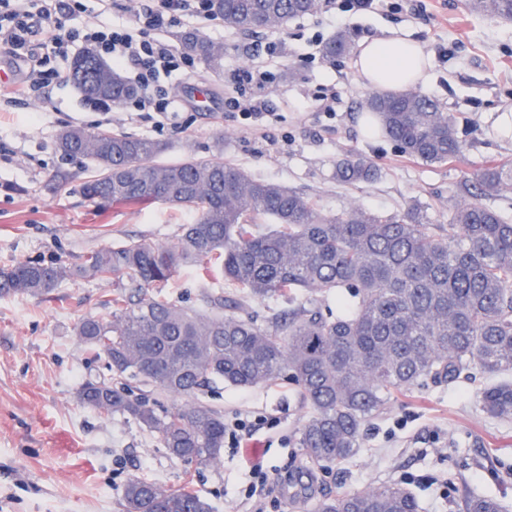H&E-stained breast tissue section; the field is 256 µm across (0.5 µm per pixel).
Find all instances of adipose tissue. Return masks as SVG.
I'll return each instance as SVG.
<instances>
[{
    "label": "adipose tissue",
    "instance_id": "adipose-tissue-1",
    "mask_svg": "<svg viewBox=\"0 0 512 512\" xmlns=\"http://www.w3.org/2000/svg\"><path fill=\"white\" fill-rule=\"evenodd\" d=\"M354 65L368 88L397 91L426 83L429 61L418 44L394 34L362 41Z\"/></svg>",
    "mask_w": 512,
    "mask_h": 512
}]
</instances>
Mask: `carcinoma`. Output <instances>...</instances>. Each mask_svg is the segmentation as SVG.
<instances>
[{
	"label": "carcinoma",
	"mask_w": 512,
	"mask_h": 512,
	"mask_svg": "<svg viewBox=\"0 0 512 512\" xmlns=\"http://www.w3.org/2000/svg\"><path fill=\"white\" fill-rule=\"evenodd\" d=\"M207 6L225 26L257 34L315 13L319 0H208ZM465 7L512 19V0H466ZM180 45L210 64L223 59L220 47L196 33L182 36ZM350 50L349 36L339 33L322 55L334 62ZM71 79L87 98L114 107L134 92L92 51L76 60ZM362 106L404 155L442 164L464 151L453 113L435 99L404 90L374 93ZM57 148L89 164L84 197L190 206L195 220L173 246L130 239L90 251L79 265L26 261L0 268V297H39L77 278L112 282L107 316L84 317L73 327L104 355L109 371L86 381L78 402L129 416L179 460L207 466L221 456L224 414L199 401L216 381L252 388L287 373L310 409L300 446L311 462L328 465L356 454L362 425L394 394L429 381L454 383L472 366L487 374L512 370V217L482 202L512 189V166L480 169L479 194L454 203L448 234L437 236L416 206L393 216L360 207L327 215L312 198L231 163L192 154L158 162L165 146L147 137L68 126ZM377 176L362 155L336 162L341 182ZM262 219L275 229L256 233L253 225ZM186 265L203 280L224 274L239 292L206 291L198 309L176 305L158 288ZM341 293L351 308L324 316L322 302ZM275 296L296 306L265 326L237 314L250 299ZM125 380L157 386L186 404L161 410ZM480 401L489 416L512 419V381L484 388ZM123 498L125 512H211L187 486L132 479ZM314 512H418V504L389 483L325 496ZM462 512L505 508L495 497L466 495Z\"/></svg>",
	"instance_id": "cac0c4a2"
}]
</instances>
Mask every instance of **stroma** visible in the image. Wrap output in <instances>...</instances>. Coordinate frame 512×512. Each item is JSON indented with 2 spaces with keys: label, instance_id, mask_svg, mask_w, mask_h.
<instances>
[{
  "label": "stroma",
  "instance_id": "obj_1",
  "mask_svg": "<svg viewBox=\"0 0 512 512\" xmlns=\"http://www.w3.org/2000/svg\"><path fill=\"white\" fill-rule=\"evenodd\" d=\"M399 2L397 11L345 15L340 29L321 8L256 38L225 27L203 30L182 18L165 38L175 44L199 31L223 45L224 57L217 67L195 59L191 75L162 78L180 110L161 128L129 120L123 106L100 112L68 78L37 97L0 99V268L23 261L76 264L92 250L131 238L171 246L195 217L189 207L81 196L87 163L62 159L56 150L66 126L105 124L155 139L167 146L165 162L188 154L224 160L304 193L330 213L358 206L399 214L416 204L439 232L450 203L469 198L477 171L491 163L512 166V139L497 126L499 108L512 106V20L470 13L464 0ZM418 4L426 11L416 18L411 9ZM340 30L356 44L395 31L420 45L431 67L419 91L454 113L466 143L461 157L426 165L401 154L385 135L364 134L361 103L370 90L353 56L333 63L322 56L324 43ZM253 60L271 73L263 91L271 117L257 134L224 113L225 80ZM322 86L336 91L333 113L320 111L313 98ZM355 153L376 164V181H337V160ZM8 182L16 191H2ZM112 290L107 281L77 280L45 298H0V512H123V487L132 479L189 485L214 512H252L247 494L257 462L300 477L293 496L273 498L267 512H312L321 495L393 482L414 495L419 512H460L468 493L512 507V419L483 411L480 392L494 379L475 367L452 384L398 395L366 423L359 451L317 469L311 486L302 480L308 461L298 444L310 409L283 377L245 389L217 382L201 394L225 421L255 425L251 447L224 450L205 467L170 457L133 420L77 400L81 384L107 369L105 358L74 336L73 325L106 315ZM205 291L232 295L237 288L201 280L189 266L178 268L165 288L186 307Z\"/></svg>",
  "mask_w": 512,
  "mask_h": 512
}]
</instances>
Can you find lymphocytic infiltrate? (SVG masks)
<instances>
[{"mask_svg": "<svg viewBox=\"0 0 512 512\" xmlns=\"http://www.w3.org/2000/svg\"><path fill=\"white\" fill-rule=\"evenodd\" d=\"M82 8V0H0V55L10 66L25 71L19 83H1L0 96L16 101L60 81V73L49 69L47 63L50 58L67 56L69 46L76 43L82 50L106 57L115 68L131 69L139 90L134 100L136 111L154 113L156 126H164L175 112V102L166 95L159 78L187 67L188 60L159 33L181 16L195 18L205 28L218 24V16L207 11L205 0H156L154 5L136 9L131 24L94 23L44 43L35 42L38 25H62ZM266 81L259 69L236 70L224 96L225 111L252 130L267 114V101L260 93Z\"/></svg>", "mask_w": 512, "mask_h": 512, "instance_id": "1", "label": "lymphocytic infiltrate"}]
</instances>
